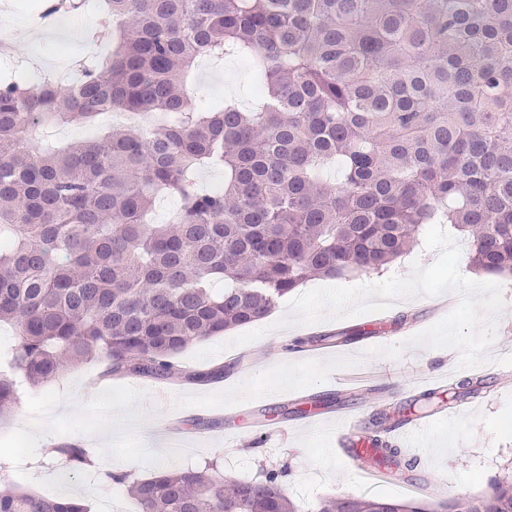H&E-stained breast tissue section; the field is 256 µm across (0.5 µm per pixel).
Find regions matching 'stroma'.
Wrapping results in <instances>:
<instances>
[{
  "label": "stroma",
  "mask_w": 512,
  "mask_h": 512,
  "mask_svg": "<svg viewBox=\"0 0 512 512\" xmlns=\"http://www.w3.org/2000/svg\"><path fill=\"white\" fill-rule=\"evenodd\" d=\"M11 2L8 32L15 54L38 62L39 72L63 76L74 60L92 53L105 56L114 48L111 30L98 25L103 0H88L80 16L53 25L37 39L29 35L33 21L27 0ZM224 96L236 98L246 108L254 105L257 94L249 66L203 61L195 74L192 104ZM497 282L505 308L496 317L495 341L484 362L471 368L461 367L458 350L407 343L448 315L449 304L459 301L450 292L399 300L380 312L278 330L275 322L289 313L288 301H281L262 321L267 334L255 341L234 345L237 333L232 330L181 354V362L191 370L224 366V377L216 383L158 384L132 378L113 380L101 389L88 380L102 371V359L84 363L46 386L25 388L12 415L0 422V482L16 481L51 496L69 490L86 500L92 512H99L103 500L125 495L122 488L104 481L113 463L139 479L161 467L202 469L213 464L245 480L259 478L266 470L286 469L283 484L299 512H315L320 499L329 496L411 499L401 480L369 482L348 472L329 434L299 428L297 416L288 417L278 436L253 446L252 424L260 410L269 407L268 397L226 407L176 404L182 396L237 387L278 364L308 361L315 355L323 359L344 355L345 346L323 345L322 335L360 325L373 333L370 347L402 342L406 345L402 355L390 359L373 352L359 365L344 369L351 392L336 391L326 381L307 387V394L333 398L336 411L357 410L365 436L381 425L415 415L426 424L420 466L437 479L430 500L477 496L491 481L512 475V431L504 428L512 421V275L498 277ZM211 347L215 355L197 359L198 349ZM443 374L452 384L471 380L470 393L457 398L443 388L432 402L422 400L416 381ZM172 420L181 421L186 432L183 446L190 448V455L159 447L137 431L144 421L156 429ZM70 442L89 448L95 465L64 482L47 451Z\"/></svg>",
  "instance_id": "1"
}]
</instances>
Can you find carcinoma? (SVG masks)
<instances>
[{"instance_id":"1","label":"carcinoma","mask_w":512,"mask_h":512,"mask_svg":"<svg viewBox=\"0 0 512 512\" xmlns=\"http://www.w3.org/2000/svg\"><path fill=\"white\" fill-rule=\"evenodd\" d=\"M104 2L111 56L39 92L0 78V324L19 336L0 370V419L22 381L47 384L99 353L109 377L178 376L190 344L263 320L313 278L380 272L431 224L467 236L476 270L512 272V0ZM30 4L45 18L80 8ZM202 59L253 62L258 107L192 105ZM108 112L147 126L57 147L32 137ZM202 168L223 175L220 189L200 186ZM163 193L177 208L155 224ZM186 378L218 381L224 367ZM49 455L70 474L92 465L79 443ZM379 462L416 467L388 446ZM283 476L108 474L138 512H297ZM0 512L90 508L5 485ZM317 512H512V480L440 510L344 497Z\"/></svg>"}]
</instances>
